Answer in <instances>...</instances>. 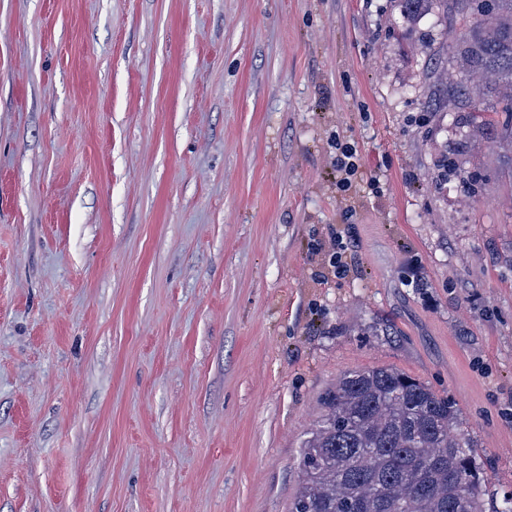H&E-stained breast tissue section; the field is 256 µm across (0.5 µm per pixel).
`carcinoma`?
Masks as SVG:
<instances>
[{"label":"carcinoma","mask_w":512,"mask_h":512,"mask_svg":"<svg viewBox=\"0 0 512 512\" xmlns=\"http://www.w3.org/2000/svg\"><path fill=\"white\" fill-rule=\"evenodd\" d=\"M402 0L405 19L452 5L460 21L448 99L497 130L512 165V0ZM301 443V489L289 512H484L486 479L455 400L392 367L348 371L319 398Z\"/></svg>","instance_id":"1"}]
</instances>
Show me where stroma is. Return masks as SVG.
I'll return each instance as SVG.
<instances>
[{"label":"stroma","instance_id":"obj_1","mask_svg":"<svg viewBox=\"0 0 512 512\" xmlns=\"http://www.w3.org/2000/svg\"><path fill=\"white\" fill-rule=\"evenodd\" d=\"M455 28L0 0V512H290L320 395L373 366L456 401L497 512L512 167L439 106Z\"/></svg>","mask_w":512,"mask_h":512}]
</instances>
